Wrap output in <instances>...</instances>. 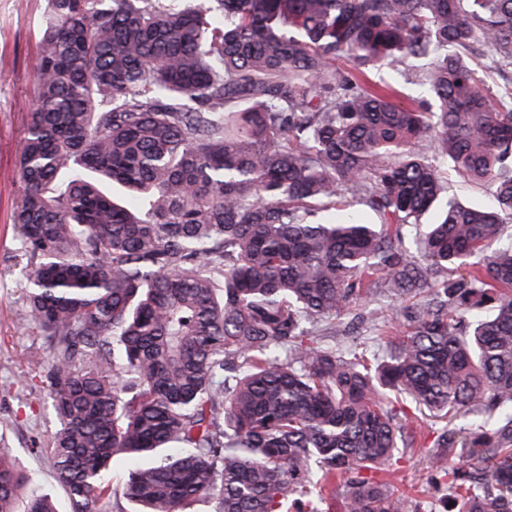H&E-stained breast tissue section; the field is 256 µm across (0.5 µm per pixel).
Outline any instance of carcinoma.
Wrapping results in <instances>:
<instances>
[{"instance_id":"carcinoma-1","label":"carcinoma","mask_w":512,"mask_h":512,"mask_svg":"<svg viewBox=\"0 0 512 512\" xmlns=\"http://www.w3.org/2000/svg\"><path fill=\"white\" fill-rule=\"evenodd\" d=\"M475 58L512 67V0H47L13 223L69 512H419L371 475L401 400L471 415L436 510L512 512V86ZM377 291L407 333L326 343ZM27 480L1 449L0 512ZM451 195L462 203L492 206V193L487 188L477 187L461 178L453 177Z\"/></svg>"}]
</instances>
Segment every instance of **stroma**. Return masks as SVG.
<instances>
[{
	"instance_id": "obj_1",
	"label": "stroma",
	"mask_w": 512,
	"mask_h": 512,
	"mask_svg": "<svg viewBox=\"0 0 512 512\" xmlns=\"http://www.w3.org/2000/svg\"><path fill=\"white\" fill-rule=\"evenodd\" d=\"M44 9L45 0H0V448L10 449L30 478L18 493V506H25L37 488L52 493L60 512H67L66 495L54 481L47 454L57 421L37 377L46 349L29 320L26 258L11 223L19 201L17 160L35 101L37 35ZM408 416L416 449L401 462L392 486L417 495L426 485V459L445 421L415 410Z\"/></svg>"
}]
</instances>
